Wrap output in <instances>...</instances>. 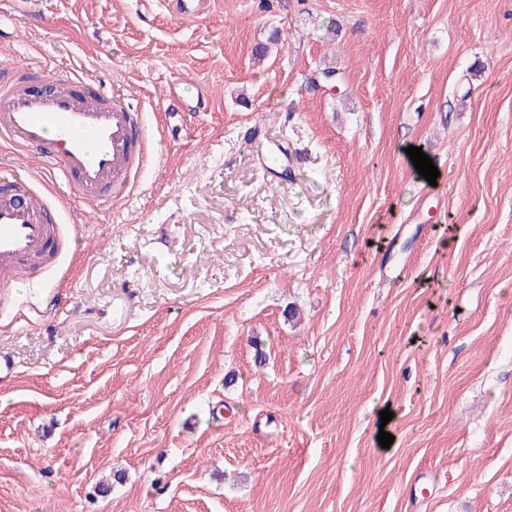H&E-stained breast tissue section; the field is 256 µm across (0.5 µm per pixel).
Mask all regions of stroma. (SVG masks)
Here are the masks:
<instances>
[{
    "label": "stroma",
    "mask_w": 512,
    "mask_h": 512,
    "mask_svg": "<svg viewBox=\"0 0 512 512\" xmlns=\"http://www.w3.org/2000/svg\"><path fill=\"white\" fill-rule=\"evenodd\" d=\"M28 62L158 160L0 292V512H512V0H0Z\"/></svg>",
    "instance_id": "1"
}]
</instances>
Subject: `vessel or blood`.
I'll list each match as a JSON object with an SVG mask.
<instances>
[{"mask_svg":"<svg viewBox=\"0 0 512 512\" xmlns=\"http://www.w3.org/2000/svg\"><path fill=\"white\" fill-rule=\"evenodd\" d=\"M0 138L32 153L70 197L93 207L133 187L154 156L128 99L70 72H0ZM76 233L64 206L46 193L30 186L0 190V288L57 267L77 250Z\"/></svg>","mask_w":512,"mask_h":512,"instance_id":"b4317fda","label":"vessel or blood"}]
</instances>
